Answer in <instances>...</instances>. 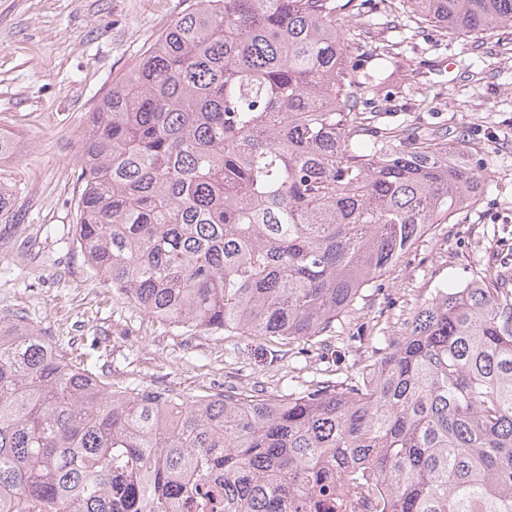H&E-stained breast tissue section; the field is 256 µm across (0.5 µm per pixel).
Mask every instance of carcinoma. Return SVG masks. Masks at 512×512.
<instances>
[{"mask_svg": "<svg viewBox=\"0 0 512 512\" xmlns=\"http://www.w3.org/2000/svg\"><path fill=\"white\" fill-rule=\"evenodd\" d=\"M396 2L194 0L82 135L93 276L178 327L309 340L479 203L468 150L418 120L371 124L394 89L340 16L392 20ZM406 3L442 34H512V0ZM378 56L409 85L431 70ZM511 279L438 284L373 363L276 397L117 386L0 318V512H170L212 478L224 512H335L347 474L388 481V512H512Z\"/></svg>", "mask_w": 512, "mask_h": 512, "instance_id": "1", "label": "carcinoma"}]
</instances>
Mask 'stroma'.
Wrapping results in <instances>:
<instances>
[{
	"label": "stroma",
	"instance_id": "stroma-1",
	"mask_svg": "<svg viewBox=\"0 0 512 512\" xmlns=\"http://www.w3.org/2000/svg\"><path fill=\"white\" fill-rule=\"evenodd\" d=\"M187 0H0V131L15 135L22 153L0 164V185L13 201L0 212V317L23 311L30 324L60 345L79 341L92 362L119 385H160L184 396L227 387L262 386L282 394L289 380L341 379L372 356V338L398 336L433 288L462 283L485 268H512V47L500 35L480 41L422 35L408 6L395 25L373 29L363 45L421 54L436 73L403 87L386 102L391 125L423 115L448 129L449 142L478 151L492 180L477 207L436 225L383 277L363 289L335 323L331 349L278 336L189 332L145 315L91 278L74 241L78 151L90 112ZM362 332L356 347L343 337Z\"/></svg>",
	"mask_w": 512,
	"mask_h": 512
}]
</instances>
